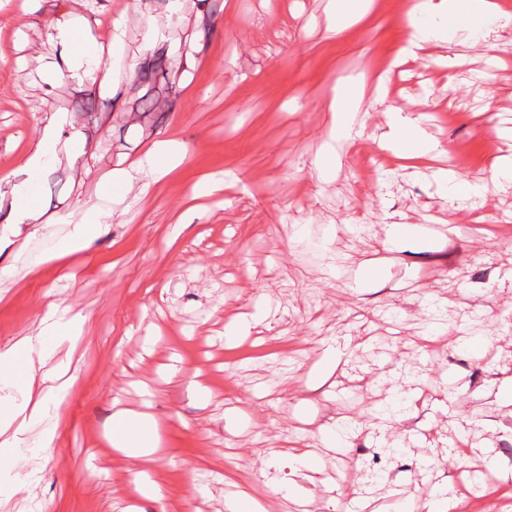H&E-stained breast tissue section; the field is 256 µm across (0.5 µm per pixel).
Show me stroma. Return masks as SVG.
<instances>
[{
	"label": "stroma",
	"instance_id": "1",
	"mask_svg": "<svg viewBox=\"0 0 512 512\" xmlns=\"http://www.w3.org/2000/svg\"><path fill=\"white\" fill-rule=\"evenodd\" d=\"M325 2L0 0V176L24 180L37 116L59 135L42 224L0 213V352L49 304L88 317L77 350L45 358L71 359L75 382L51 447L29 425L0 469V512H148L143 470L179 512H235L244 490L266 512H425L449 496L452 512H512V183L490 181L512 157V27L429 44L382 85L411 0H373L333 35ZM118 16L107 82L71 79L54 27L105 43ZM157 54L166 72L135 84ZM349 78L367 87L359 135L324 174L328 103ZM390 112L418 117L444 154L400 166ZM171 138L186 158L159 180L149 152ZM363 156L378 165L365 184ZM119 168L135 189L115 203L99 183ZM440 168L487 190L444 199ZM225 172L236 186L193 202L196 181ZM90 211L105 215L90 247L45 261ZM393 224L414 228L394 250ZM400 396L409 411L381 433ZM119 409L155 418L151 462L113 449Z\"/></svg>",
	"mask_w": 512,
	"mask_h": 512
}]
</instances>
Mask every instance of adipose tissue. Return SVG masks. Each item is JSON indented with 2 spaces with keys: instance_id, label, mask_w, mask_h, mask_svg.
Here are the masks:
<instances>
[{
  "instance_id": "obj_1",
  "label": "adipose tissue",
  "mask_w": 512,
  "mask_h": 512,
  "mask_svg": "<svg viewBox=\"0 0 512 512\" xmlns=\"http://www.w3.org/2000/svg\"><path fill=\"white\" fill-rule=\"evenodd\" d=\"M475 19L485 27L512 26V13L500 9L494 0H416L408 10L406 39L398 51L399 56L415 55L423 44L447 37L449 31L461 29L467 20ZM362 98L360 83L349 82L335 89L330 109L336 114L330 129L331 140H349L353 137V115ZM392 128L389 141L391 153L400 159L419 158L438 151V144L429 141L415 120L401 117L400 113L387 115ZM50 138H42L29 145L24 154V183H11L9 176L0 177V207H7L14 223L32 224L39 220L40 211L33 195L38 174L47 162ZM85 316L69 314L58 306H49L40 319L38 340L41 346L59 342H77L84 334ZM69 367L57 364L51 377L53 387L43 390L36 373L29 340H21L0 353V378L22 383L26 396L21 405L0 406V444L8 453L0 458V465L11 466V449L26 442V430L34 421L55 417L59 395L66 393L73 383ZM156 438V425L144 416H132L119 410L112 415V446L130 458L148 454Z\"/></svg>"
}]
</instances>
